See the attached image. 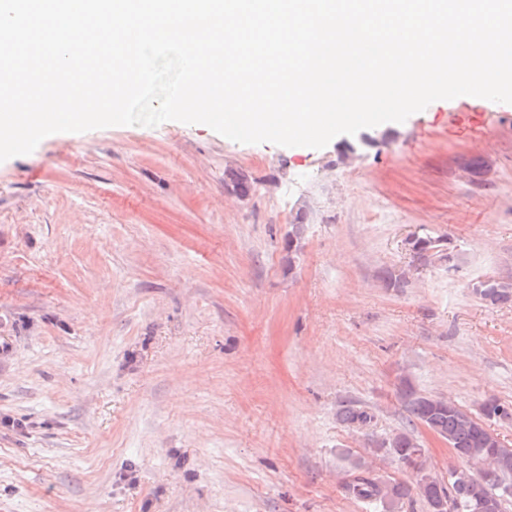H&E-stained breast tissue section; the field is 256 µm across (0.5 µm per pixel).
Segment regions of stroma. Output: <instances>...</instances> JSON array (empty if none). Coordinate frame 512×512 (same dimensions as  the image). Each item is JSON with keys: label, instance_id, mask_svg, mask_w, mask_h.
<instances>
[{"label": "stroma", "instance_id": "1", "mask_svg": "<svg viewBox=\"0 0 512 512\" xmlns=\"http://www.w3.org/2000/svg\"><path fill=\"white\" fill-rule=\"evenodd\" d=\"M368 133L314 149L167 121L0 162V512H379L345 458L414 481L370 452L406 427L427 473L466 468L399 388L512 403V304L474 293L512 279V104Z\"/></svg>", "mask_w": 512, "mask_h": 512}]
</instances>
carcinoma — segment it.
<instances>
[{
    "label": "carcinoma",
    "instance_id": "1",
    "mask_svg": "<svg viewBox=\"0 0 512 512\" xmlns=\"http://www.w3.org/2000/svg\"><path fill=\"white\" fill-rule=\"evenodd\" d=\"M401 399L409 421H417L448 440L456 455L481 468L492 470L504 481H512V448L497 445L492 439L493 430L477 423L471 413L452 402L436 405L418 392L409 382L401 388ZM481 415L489 421L508 419L512 422V404L489 399L481 405ZM343 422L350 425H366L371 416L353 402L343 405ZM375 454L394 458L407 467H415L423 455V448L412 432L403 429L391 437L372 442ZM353 470L359 472L346 483L347 494L355 499L371 501L381 506L382 512H402L404 505L413 497H420L428 512H448L444 504L455 501L454 512H503L504 502L490 495L488 483L474 476L469 469H454L448 484L423 474L413 484L390 482L363 474L364 465L359 459L349 460Z\"/></svg>",
    "mask_w": 512,
    "mask_h": 512
}]
</instances>
